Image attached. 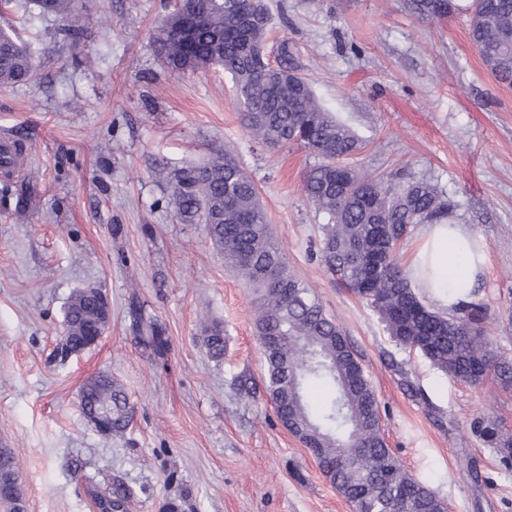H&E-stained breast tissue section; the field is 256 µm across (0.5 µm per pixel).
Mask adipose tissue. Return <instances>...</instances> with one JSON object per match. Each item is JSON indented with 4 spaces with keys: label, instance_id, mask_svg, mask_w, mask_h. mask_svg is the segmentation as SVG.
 Listing matches in <instances>:
<instances>
[{
    "label": "adipose tissue",
    "instance_id": "obj_1",
    "mask_svg": "<svg viewBox=\"0 0 512 512\" xmlns=\"http://www.w3.org/2000/svg\"><path fill=\"white\" fill-rule=\"evenodd\" d=\"M466 225L443 219L423 225L408 273L415 288L437 307L451 309L476 285L487 262Z\"/></svg>",
    "mask_w": 512,
    "mask_h": 512
}]
</instances>
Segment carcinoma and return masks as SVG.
Segmentation results:
<instances>
[{
    "instance_id": "carcinoma-1",
    "label": "carcinoma",
    "mask_w": 512,
    "mask_h": 512,
    "mask_svg": "<svg viewBox=\"0 0 512 512\" xmlns=\"http://www.w3.org/2000/svg\"><path fill=\"white\" fill-rule=\"evenodd\" d=\"M73 0H34L40 13L69 16ZM425 19L451 17L458 0H407ZM247 0H181L155 28L153 40L164 64L175 72L218 66L236 85L241 123L264 147L297 145L320 158L307 173L304 191L328 216L319 252L328 270L378 315L397 345L419 352L453 380L476 383L492 374L512 385V358L496 355L488 340L487 307L471 292L448 314L434 310L414 291L393 246L417 224L448 217L452 209L435 188L419 180L407 184L375 181L345 162L364 141L317 103L308 80L292 76L288 41L281 42L279 70L269 69L255 51L254 35L242 26ZM469 37L487 70L512 86V0H472ZM202 26L189 43L171 37L192 14ZM38 62L24 45L0 28V87L37 77ZM17 212L32 206L25 183L15 186ZM170 204L182 221L207 226L224 259L262 292L255 331L264 362V383L277 417L310 449L323 475L355 512H443V501L423 481L409 475L388 448L373 387L336 322L312 289L288 271L286 254L273 240L254 180L228 154L176 171ZM67 314L77 326L97 319L83 292L73 295ZM203 341L215 358L224 356L223 329H204ZM326 391L313 403L308 390ZM97 402L112 408V434L129 427L132 408L125 391L103 385ZM484 442L503 464L512 462V436L494 424L479 427ZM135 492L120 480L100 495L98 508L131 512Z\"/></svg>"
}]
</instances>
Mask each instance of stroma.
<instances>
[{
	"instance_id": "35a3bbf8",
	"label": "stroma",
	"mask_w": 512,
	"mask_h": 512,
	"mask_svg": "<svg viewBox=\"0 0 512 512\" xmlns=\"http://www.w3.org/2000/svg\"><path fill=\"white\" fill-rule=\"evenodd\" d=\"M268 53L288 40L319 102L365 141L372 179L426 180L481 237L476 288L494 351L512 357V86L498 83L468 37V16L422 21L404 0H262ZM66 22L11 0L41 80L0 88V132L24 139L36 199L17 217L0 179V448L19 466L26 512H98L115 476L135 512H353L264 389L255 295L224 265L203 224L169 204L173 170L232 149L253 177L290 270L319 296L370 380L388 447L449 512H512V467L472 430L479 417L512 435V386L453 381L397 346L378 315L327 271L328 218L304 191L317 159L266 149L242 128L220 69L174 74L153 30L175 0H98ZM112 305L101 341L65 354L76 290ZM224 329L211 357L206 323ZM154 325L162 352L145 347ZM98 374L134 407L123 437L99 434L78 407Z\"/></svg>"
}]
</instances>
